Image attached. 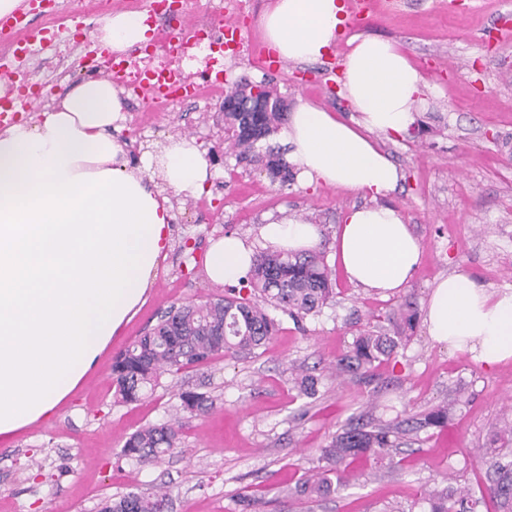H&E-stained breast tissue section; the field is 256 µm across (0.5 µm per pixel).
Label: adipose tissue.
<instances>
[{
  "instance_id": "1",
  "label": "adipose tissue",
  "mask_w": 512,
  "mask_h": 512,
  "mask_svg": "<svg viewBox=\"0 0 512 512\" xmlns=\"http://www.w3.org/2000/svg\"><path fill=\"white\" fill-rule=\"evenodd\" d=\"M345 21L342 0H271L262 37L281 58L320 60ZM102 42L124 52L147 40L140 13L103 18ZM344 57V121L298 100L288 117V161L302 184L368 196L347 209L335 235L348 280L390 296L405 288L422 246L401 211L387 204L402 175L374 142L416 120L426 83L404 48L355 36ZM122 110L111 82L76 84L52 109L0 130V438L45 420L72 395L120 327L146 299L170 247V206L146 172L160 167L178 195L203 192L211 172L193 140L171 139L140 171L127 170L110 128ZM321 228L293 218L259 225L257 241L229 233L213 240L205 272L216 284L246 276L256 244L304 253ZM429 336L492 369L512 361V286L495 290L454 271L432 287Z\"/></svg>"
}]
</instances>
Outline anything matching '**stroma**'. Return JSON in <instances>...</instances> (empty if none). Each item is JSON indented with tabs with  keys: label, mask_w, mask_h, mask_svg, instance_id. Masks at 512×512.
Returning a JSON list of instances; mask_svg holds the SVG:
<instances>
[{
	"label": "stroma",
	"mask_w": 512,
	"mask_h": 512,
	"mask_svg": "<svg viewBox=\"0 0 512 512\" xmlns=\"http://www.w3.org/2000/svg\"><path fill=\"white\" fill-rule=\"evenodd\" d=\"M507 17L512 0H463L453 13L439 0H394L391 8H371L360 24H346L330 52L343 58L353 34L398 42L428 86L414 126L378 141L402 173L390 202L423 249L409 286L385 298L337 275L336 302L319 316L300 325L280 316L278 331L257 354L218 356L164 376L152 397L131 404L114 396L113 357L170 307L225 291L204 268L182 273L184 237L193 238L201 258L211 239L236 233L252 241L267 218L290 216L321 225L328 251L343 212L365 198L297 179L283 185L261 166L237 160L226 149L216 103L200 112L188 102L155 125H139L142 101L125 90L114 137L126 142L129 167L186 136L212 176L200 197H172L171 248L146 300L73 396L49 421L0 440V512H99L106 498L158 486L169 493L168 512H240L243 495L260 500V512H381L388 505L428 512L425 492L446 486L482 498L481 512H504L490 493L498 476L489 462L495 455L512 459V442L498 436L503 419H512V361L486 370L469 353L433 342L420 322L410 342L371 376L338 380L325 369L358 331L388 328L399 304L413 302L424 314L443 274L461 270L490 288L512 286V45L492 37ZM324 73L321 60L262 69L243 52L224 62L227 84L262 83L287 104L301 97L350 119L343 93L324 91ZM293 365L321 374L318 398L299 396ZM185 389L208 393L215 405L189 421L174 453L145 465L122 457L133 432L171 418ZM435 408L447 410L446 425L413 429L393 460L355 465L346 487L315 501L287 495L352 420L419 419Z\"/></svg>",
	"instance_id": "35a3bbf8"
}]
</instances>
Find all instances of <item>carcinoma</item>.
Masks as SVG:
<instances>
[{
    "mask_svg": "<svg viewBox=\"0 0 512 512\" xmlns=\"http://www.w3.org/2000/svg\"><path fill=\"white\" fill-rule=\"evenodd\" d=\"M268 96L262 86L241 85L230 92L240 101L253 95ZM285 119L283 112H226L224 125L230 135L229 148L241 159L255 157L257 144L269 137ZM272 180L282 184L292 178L287 159L271 148L259 157ZM332 270L325 252L316 249L290 254L266 249L256 254L241 287L232 288L220 298L205 303L182 304L159 318L148 333L139 337L112 361L115 396L125 403L141 400L154 390L164 373L175 374L190 366L206 363L214 356L237 358L251 355L266 346L277 331V321L268 313L273 308L300 324L320 314L334 301ZM392 330H364L336 361L338 373L366 374L390 360L408 341L416 311L410 302L400 304L390 317ZM321 376L309 371L296 374L300 394L312 398L318 393ZM181 417L152 424L132 433L122 455L139 464L159 461L178 448L180 435L190 418L214 405L205 392L185 390L178 394ZM405 434L403 425L371 424L360 420L336 433L319 449L318 466L313 473L289 490L298 499H313L348 485L350 466L356 462L393 459ZM491 464L499 473L494 493L512 497V461L498 458ZM424 500L429 512H478L482 499L460 495L451 487L432 490ZM167 491L129 492L108 499L100 512H166Z\"/></svg>",
    "mask_w": 512,
    "mask_h": 512,
    "instance_id": "cac0c4a2",
    "label": "carcinoma"
}]
</instances>
